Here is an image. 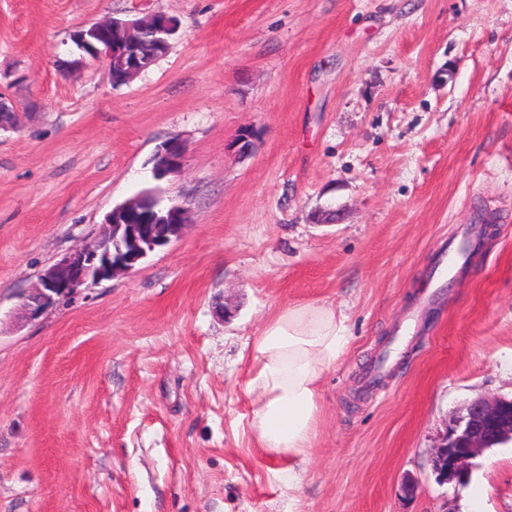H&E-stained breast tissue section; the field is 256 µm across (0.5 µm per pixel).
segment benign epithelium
I'll list each match as a JSON object with an SVG mask.
<instances>
[{"mask_svg":"<svg viewBox=\"0 0 512 512\" xmlns=\"http://www.w3.org/2000/svg\"><path fill=\"white\" fill-rule=\"evenodd\" d=\"M178 28L175 18L155 13L144 21L109 19L73 33L77 46L106 63L111 81L130 79L149 69L157 58L142 51L145 33L164 49ZM188 154L180 139L164 143L153 159L154 179L180 172ZM188 203L161 205L156 187L145 189L106 215V234L94 245L74 249L40 274L36 285L20 295L19 309L36 317L82 286L131 273L150 253L179 238L189 224ZM512 445V398H479L469 403L437 445L429 462L436 482L463 484L472 460L487 450Z\"/></svg>","mask_w":512,"mask_h":512,"instance_id":"7a95c632","label":"benign epithelium"}]
</instances>
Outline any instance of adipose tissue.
Returning a JSON list of instances; mask_svg holds the SVG:
<instances>
[{
  "label": "adipose tissue",
  "instance_id": "adipose-tissue-1",
  "mask_svg": "<svg viewBox=\"0 0 512 512\" xmlns=\"http://www.w3.org/2000/svg\"><path fill=\"white\" fill-rule=\"evenodd\" d=\"M348 343L335 309L309 304L281 310L253 339L247 390L257 408L250 433L268 458L283 462L289 481H296L317 434L321 377Z\"/></svg>",
  "mask_w": 512,
  "mask_h": 512
}]
</instances>
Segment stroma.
<instances>
[{
  "label": "stroma",
  "instance_id": "1",
  "mask_svg": "<svg viewBox=\"0 0 512 512\" xmlns=\"http://www.w3.org/2000/svg\"><path fill=\"white\" fill-rule=\"evenodd\" d=\"M153 12L180 28L138 77L65 71L73 31ZM0 100V512H464L473 487L512 512L511 448L465 487L429 464L469 402L512 397V0H0ZM173 138L185 166L153 181ZM154 185L183 236L19 321ZM480 210L481 248L436 276ZM304 304L351 341L291 488L248 433L247 365Z\"/></svg>",
  "mask_w": 512,
  "mask_h": 512
}]
</instances>
